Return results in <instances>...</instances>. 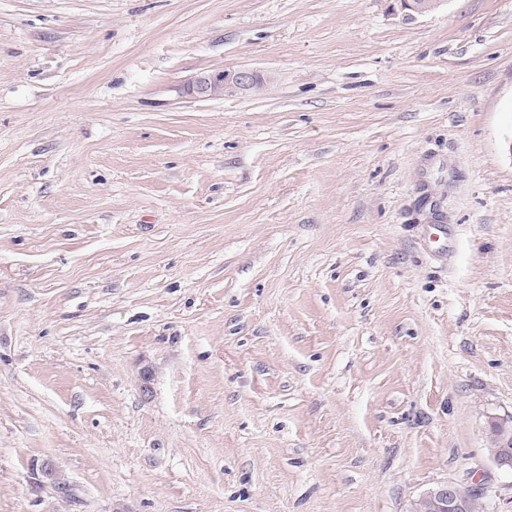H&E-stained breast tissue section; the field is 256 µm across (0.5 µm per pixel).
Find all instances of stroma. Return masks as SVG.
Returning a JSON list of instances; mask_svg holds the SVG:
<instances>
[{"label":"stroma","instance_id":"obj_1","mask_svg":"<svg viewBox=\"0 0 512 512\" xmlns=\"http://www.w3.org/2000/svg\"><path fill=\"white\" fill-rule=\"evenodd\" d=\"M509 414L512 0H0V512H512ZM262 85L260 76L251 69L219 70L197 75L187 85V92L197 98H214L250 93ZM488 451L499 468L512 471V416L491 422ZM412 512H480L474 489L458 483L437 485L413 504Z\"/></svg>","mask_w":512,"mask_h":512}]
</instances>
